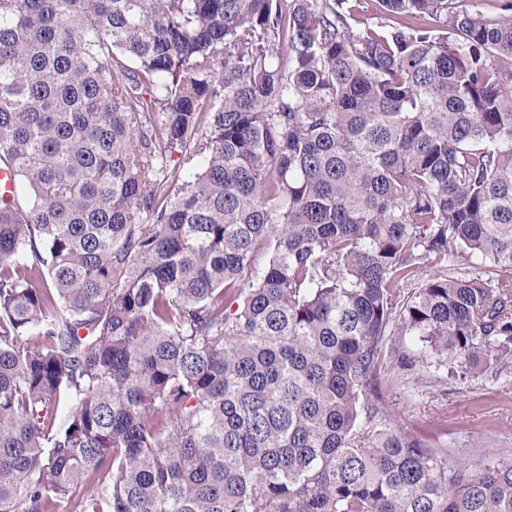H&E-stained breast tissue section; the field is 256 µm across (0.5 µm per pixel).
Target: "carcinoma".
<instances>
[{"instance_id":"1","label":"carcinoma","mask_w":512,"mask_h":512,"mask_svg":"<svg viewBox=\"0 0 512 512\" xmlns=\"http://www.w3.org/2000/svg\"><path fill=\"white\" fill-rule=\"evenodd\" d=\"M359 2L0 0V512H512L370 397L512 359V3ZM506 0H456L457 5L468 11L479 13L488 18H495L502 11Z\"/></svg>"}]
</instances>
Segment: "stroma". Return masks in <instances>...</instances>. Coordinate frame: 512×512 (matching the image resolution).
I'll return each instance as SVG.
<instances>
[{"label":"stroma","instance_id":"35a3bbf8","mask_svg":"<svg viewBox=\"0 0 512 512\" xmlns=\"http://www.w3.org/2000/svg\"><path fill=\"white\" fill-rule=\"evenodd\" d=\"M380 394L397 428L430 440L449 433V461L479 449L512 459V366L455 380L395 357L381 372Z\"/></svg>","mask_w":512,"mask_h":512}]
</instances>
